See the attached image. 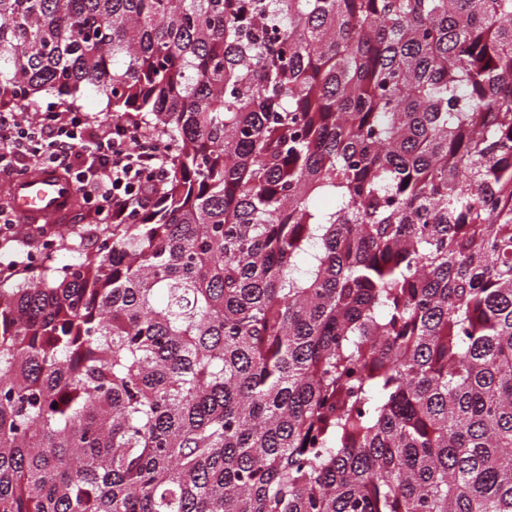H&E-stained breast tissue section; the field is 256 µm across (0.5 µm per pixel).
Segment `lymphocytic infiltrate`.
I'll use <instances>...</instances> for the list:
<instances>
[{
    "label": "lymphocytic infiltrate",
    "mask_w": 512,
    "mask_h": 512,
    "mask_svg": "<svg viewBox=\"0 0 512 512\" xmlns=\"http://www.w3.org/2000/svg\"><path fill=\"white\" fill-rule=\"evenodd\" d=\"M170 153V144L126 119L99 126L57 107L0 112V175H24L34 160L61 170L104 224L139 215L164 195Z\"/></svg>",
    "instance_id": "1"
}]
</instances>
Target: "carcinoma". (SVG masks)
Wrapping results in <instances>:
<instances>
[{
	"instance_id": "obj_1",
	"label": "carcinoma",
	"mask_w": 512,
	"mask_h": 512,
	"mask_svg": "<svg viewBox=\"0 0 512 512\" xmlns=\"http://www.w3.org/2000/svg\"><path fill=\"white\" fill-rule=\"evenodd\" d=\"M46 91L176 152L0 278V512H512V0H0Z\"/></svg>"
}]
</instances>
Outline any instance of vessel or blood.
I'll list each match as a JSON object with an SVG mask.
<instances>
[{
  "label": "vessel or blood",
  "mask_w": 512,
  "mask_h": 512,
  "mask_svg": "<svg viewBox=\"0 0 512 512\" xmlns=\"http://www.w3.org/2000/svg\"><path fill=\"white\" fill-rule=\"evenodd\" d=\"M76 186L54 168L23 175L11 186V207L25 224H68L75 214Z\"/></svg>",
  "instance_id": "obj_1"
}]
</instances>
